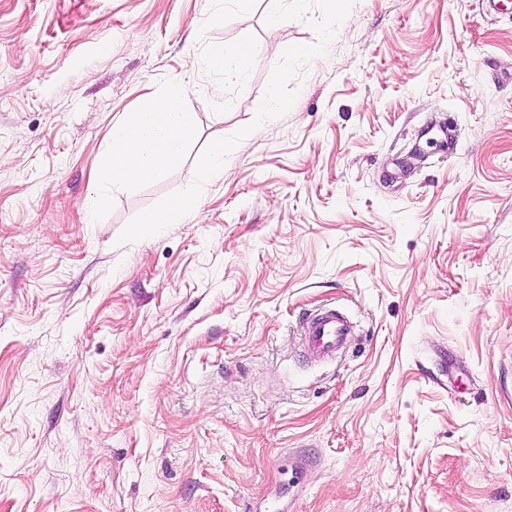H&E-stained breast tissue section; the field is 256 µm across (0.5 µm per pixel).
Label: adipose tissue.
Returning <instances> with one entry per match:
<instances>
[{
  "mask_svg": "<svg viewBox=\"0 0 512 512\" xmlns=\"http://www.w3.org/2000/svg\"><path fill=\"white\" fill-rule=\"evenodd\" d=\"M259 54L258 45L248 39L226 43L221 51L208 58L210 68L223 72L224 93L236 92L239 73ZM188 85L181 80L168 84L162 94L143 96L134 111L112 126L111 149L105 159L103 177L109 189L93 192L89 206L102 212L111 205V190H120L151 179L179 167L184 148L196 125V117L186 104ZM224 172V145L211 146L201 164L198 182L171 197L158 209L146 212L145 224H174L198 216L203 187Z\"/></svg>",
  "mask_w": 512,
  "mask_h": 512,
  "instance_id": "adipose-tissue-1",
  "label": "adipose tissue"
}]
</instances>
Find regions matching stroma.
Masks as SVG:
<instances>
[{
  "label": "stroma",
  "mask_w": 512,
  "mask_h": 512,
  "mask_svg": "<svg viewBox=\"0 0 512 512\" xmlns=\"http://www.w3.org/2000/svg\"><path fill=\"white\" fill-rule=\"evenodd\" d=\"M500 3L0 0V512H512ZM176 79L184 165L90 213L113 122ZM217 140L201 220L140 223ZM326 305L356 336L312 363ZM259 54V46L249 40L240 39L224 44V49L208 58L210 68L224 73V94L232 96L236 92L239 73Z\"/></svg>",
  "instance_id": "obj_1"
}]
</instances>
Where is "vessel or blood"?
<instances>
[{"label":"vessel or blood","instance_id":"b4317fda","mask_svg":"<svg viewBox=\"0 0 512 512\" xmlns=\"http://www.w3.org/2000/svg\"><path fill=\"white\" fill-rule=\"evenodd\" d=\"M354 330L355 325L350 317L336 308L305 316L301 324V334L309 355L317 361L329 360L345 352Z\"/></svg>","mask_w":512,"mask_h":512}]
</instances>
